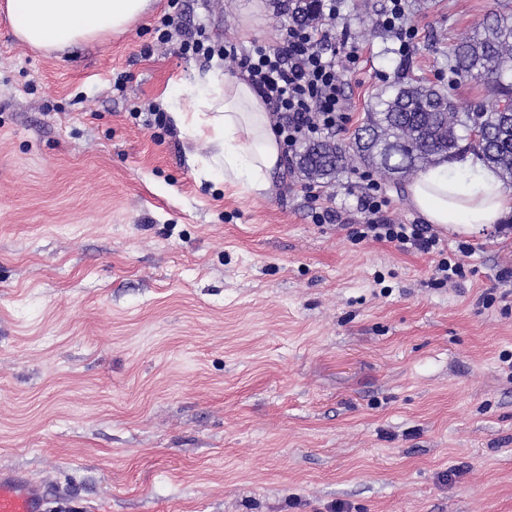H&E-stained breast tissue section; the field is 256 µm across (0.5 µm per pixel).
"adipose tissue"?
<instances>
[{
    "instance_id": "ef3b65f1",
    "label": "adipose tissue",
    "mask_w": 512,
    "mask_h": 512,
    "mask_svg": "<svg viewBox=\"0 0 512 512\" xmlns=\"http://www.w3.org/2000/svg\"><path fill=\"white\" fill-rule=\"evenodd\" d=\"M150 2L7 0L6 9L16 38L54 52L128 31ZM172 117L214 148L226 182L255 192L269 189L281 145L266 105L247 81L223 78L216 68L196 73L190 109H173ZM408 197L427 223L446 229L485 227L512 211V190L493 170L469 160L421 172L409 185Z\"/></svg>"
}]
</instances>
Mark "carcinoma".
Segmentation results:
<instances>
[{
	"instance_id": "1",
	"label": "carcinoma",
	"mask_w": 512,
	"mask_h": 512,
	"mask_svg": "<svg viewBox=\"0 0 512 512\" xmlns=\"http://www.w3.org/2000/svg\"><path fill=\"white\" fill-rule=\"evenodd\" d=\"M320 3L292 0V17L312 23ZM449 69L460 81H484L489 105L461 112L449 90L399 78L390 95L376 97L349 142L301 145L294 161L300 175L330 183L356 162L398 180L471 151L512 182V13L487 16L454 44Z\"/></svg>"
}]
</instances>
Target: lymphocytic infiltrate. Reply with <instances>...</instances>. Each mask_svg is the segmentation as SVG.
Instances as JSON below:
<instances>
[{"label":"lymphocytic infiltrate","instance_id":"lymphocytic-infiltrate-1","mask_svg":"<svg viewBox=\"0 0 512 512\" xmlns=\"http://www.w3.org/2000/svg\"><path fill=\"white\" fill-rule=\"evenodd\" d=\"M170 14L160 21L158 39H179L180 51L211 61L230 59L254 88L275 118L277 135L285 153H293L309 140L345 130L351 121V105L345 91L346 64L360 57V46L337 41L336 0H324L321 20L291 25L276 46L243 48L232 41L218 45L204 28L188 29L183 23L181 0H169ZM365 191L358 208L364 222L352 232L353 239H372L395 244L402 250L438 252L440 239L423 224H399L388 214L391 201L370 172H362Z\"/></svg>","mask_w":512,"mask_h":512}]
</instances>
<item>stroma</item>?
<instances>
[{
  "label": "stroma",
  "mask_w": 512,
  "mask_h": 512,
  "mask_svg": "<svg viewBox=\"0 0 512 512\" xmlns=\"http://www.w3.org/2000/svg\"><path fill=\"white\" fill-rule=\"evenodd\" d=\"M387 5L340 3L352 126L404 68L483 101L448 51L512 0H406V60ZM167 9L52 54L0 11V469L50 512H512V212L432 226L438 256L352 240L356 172L309 194L286 159L266 192L225 184L190 129L134 115L188 106L206 68L158 41ZM183 9L246 47L291 22ZM443 256L465 277L438 283Z\"/></svg>",
  "instance_id": "35a3bbf8"
}]
</instances>
